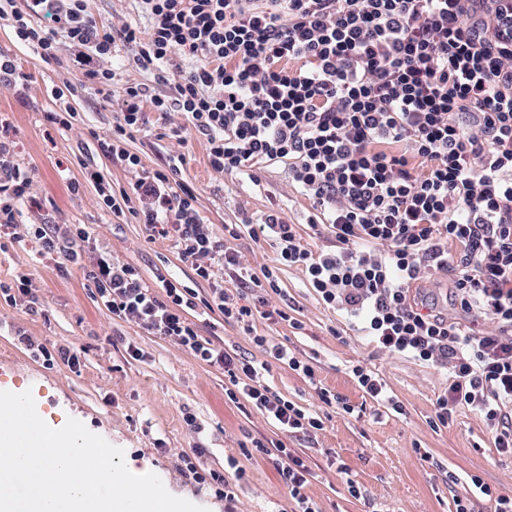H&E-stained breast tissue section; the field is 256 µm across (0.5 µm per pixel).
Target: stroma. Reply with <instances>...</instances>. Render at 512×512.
<instances>
[{
	"instance_id": "obj_1",
	"label": "stroma",
	"mask_w": 512,
	"mask_h": 512,
	"mask_svg": "<svg viewBox=\"0 0 512 512\" xmlns=\"http://www.w3.org/2000/svg\"><path fill=\"white\" fill-rule=\"evenodd\" d=\"M0 48L11 50L35 77L30 103L24 107L9 90L0 88V115L8 119L24 161L33 168L35 212L57 224L85 225L98 245L138 266L148 283H155L161 272L205 292V285L196 284L190 267L168 244L146 242L132 217L101 210L93 191L78 199L71 196L68 184L79 175L81 162L95 161L116 190L125 187L130 176L99 155L88 135H61L44 120L51 90L65 80L78 86L74 106L85 113L88 125L101 131L112 124L111 105L81 90L79 72L44 62L27 47L14 44L3 26ZM180 177L195 189L206 223L218 228L244 219L256 223L276 208L297 225L302 237L310 238L313 248L331 246L326 238H311L312 203L289 185L282 170L263 173L257 185L235 174L214 173L204 141L193 138ZM18 273L32 278L48 313L30 315L0 304V391H32L36 411L49 426L79 420L90 432L122 448L126 461L138 470L155 473L173 496L207 512H224L223 500L211 489L184 476L185 457L200 448L202 467L222 469L225 456H241L247 437L275 438L274 427L254 409L227 400L222 371L135 324L113 320L95 301L80 272L60 274L32 242L10 244L0 251V280ZM280 278L304 328H270L260 320L256 331L272 333L309 361L319 383L311 385L275 361L270 365V385L315 410L320 407L316 389L322 386L361 411L357 417L329 412L324 431L290 442L311 458L314 476L306 492L322 512H454L457 495L472 497L476 512H489L488 502L471 483L475 476L492 490L512 494V458L498 454L479 413L463 409L448 425L436 424L434 403L446 385L444 373L379 352L353 318L326 307L306 288L301 269L284 268ZM24 335L31 337V344L21 343ZM131 344L140 348V359L127 354ZM41 345L51 350L74 345L85 348L86 354L75 370L59 361L47 364L37 351ZM357 361L380 374L401 412L377 404L359 388L349 370ZM187 410L196 415L200 432L186 429ZM422 448L430 451L433 463L421 461ZM245 467L247 479L237 491V512H281L287 497L273 466L249 460ZM347 476L357 481L362 498L345 492Z\"/></svg>"
}]
</instances>
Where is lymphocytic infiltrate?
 Instances as JSON below:
<instances>
[{
  "instance_id": "f902f5d3",
  "label": "lymphocytic infiltrate",
  "mask_w": 512,
  "mask_h": 512,
  "mask_svg": "<svg viewBox=\"0 0 512 512\" xmlns=\"http://www.w3.org/2000/svg\"><path fill=\"white\" fill-rule=\"evenodd\" d=\"M145 25L103 24L87 0H5L16 44L65 61L103 101H115L99 152L130 174L113 189L82 164L73 197L93 188L97 205L141 224L148 242L175 249L207 296L177 280L160 289L140 268L93 243L82 224L24 222L34 175L0 118V239H30L60 272L81 271L113 318L175 342L222 370L224 393L247 402L282 435L250 438L220 470L187 462L184 474L215 488L234 512L247 471L272 464L289 512H322L306 489L311 463L290 439L324 430L322 416L265 381L267 363L201 336L197 318L219 314L250 343L315 381L312 365L257 334L256 320L302 329L289 312L279 271L301 269L327 307L356 318L376 348L448 374L434 407L440 424L478 411L498 454L512 457V0H138ZM52 23L40 24L42 13ZM127 51L170 92L117 81L112 58ZM76 89L51 91L43 114L62 134L84 126ZM164 121L181 151L146 169L130 150ZM205 141L216 173L255 179L282 167L313 203L310 228L334 250L313 252L279 210L260 223H205L193 187L178 180L190 138ZM266 242L277 263L252 270L242 235ZM449 276V317L418 285Z\"/></svg>"
}]
</instances>
